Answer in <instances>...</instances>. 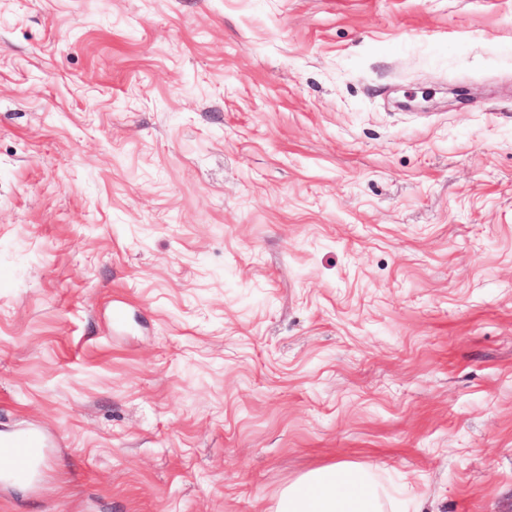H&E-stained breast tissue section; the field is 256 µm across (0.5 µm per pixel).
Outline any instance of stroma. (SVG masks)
I'll return each mask as SVG.
<instances>
[{
  "instance_id": "obj_1",
  "label": "stroma",
  "mask_w": 512,
  "mask_h": 512,
  "mask_svg": "<svg viewBox=\"0 0 512 512\" xmlns=\"http://www.w3.org/2000/svg\"><path fill=\"white\" fill-rule=\"evenodd\" d=\"M31 430L0 512H275L337 462L512 512V0H0ZM42 445L43 441L36 433L0 438V451L11 459L10 471L15 477L30 476L36 462L34 448H40Z\"/></svg>"
}]
</instances>
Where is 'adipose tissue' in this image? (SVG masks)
I'll return each mask as SVG.
<instances>
[{"mask_svg": "<svg viewBox=\"0 0 512 512\" xmlns=\"http://www.w3.org/2000/svg\"><path fill=\"white\" fill-rule=\"evenodd\" d=\"M390 501L371 467L337 463L290 484L277 512H385Z\"/></svg>", "mask_w": 512, "mask_h": 512, "instance_id": "1", "label": "adipose tissue"}]
</instances>
